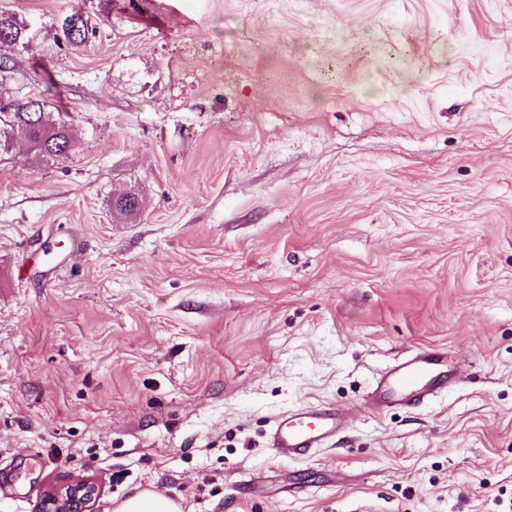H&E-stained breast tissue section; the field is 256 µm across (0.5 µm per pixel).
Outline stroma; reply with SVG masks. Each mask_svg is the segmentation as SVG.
<instances>
[{"instance_id": "obj_1", "label": "stroma", "mask_w": 512, "mask_h": 512, "mask_svg": "<svg viewBox=\"0 0 512 512\" xmlns=\"http://www.w3.org/2000/svg\"><path fill=\"white\" fill-rule=\"evenodd\" d=\"M0 10L101 23L8 85L76 146L0 155V512L70 472L96 512H512V0ZM421 348L460 382L366 410ZM322 402L349 429L276 456ZM351 423L348 409L331 404L297 406L279 414L268 435L269 448L290 459L309 457ZM114 512H182L180 505L167 496L143 491L123 501Z\"/></svg>"}]
</instances>
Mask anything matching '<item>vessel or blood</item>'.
I'll return each mask as SVG.
<instances>
[{
  "label": "vessel or blood",
  "instance_id": "obj_1",
  "mask_svg": "<svg viewBox=\"0 0 512 512\" xmlns=\"http://www.w3.org/2000/svg\"><path fill=\"white\" fill-rule=\"evenodd\" d=\"M457 374L437 350H420L381 371L367 393L368 410L430 404L456 384ZM351 423L348 410L331 404L297 406L279 414L268 435L270 448L291 459L309 457L331 442Z\"/></svg>",
  "mask_w": 512,
  "mask_h": 512
}]
</instances>
